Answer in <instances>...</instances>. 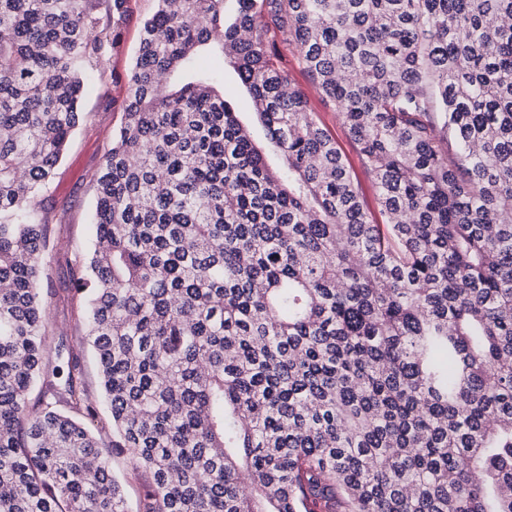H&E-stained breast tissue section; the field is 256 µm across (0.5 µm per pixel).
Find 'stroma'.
I'll list each match as a JSON object with an SVG mask.
<instances>
[{"label":"stroma","mask_w":512,"mask_h":512,"mask_svg":"<svg viewBox=\"0 0 512 512\" xmlns=\"http://www.w3.org/2000/svg\"><path fill=\"white\" fill-rule=\"evenodd\" d=\"M156 7L157 0H129L121 40L114 50L107 52L104 60L106 69L113 71L115 78L105 82L89 81L81 102L85 119L71 141L53 186L42 201L51 224L50 244L43 254L40 274L50 346L43 368L49 373L58 366L55 346L62 344L77 350L81 356L82 386L93 399L100 394V379L90 352L81 345L85 335L82 301L72 288V280L76 263L87 254L93 236L90 223L95 193L93 175L103 162L113 132L124 120L125 75L138 49L141 23ZM282 64L288 69L294 86L304 93L311 112L335 138L366 207L375 209L374 181L364 169L357 148L341 126L334 108L309 81L296 56H284ZM224 96L233 104L239 121L254 141L266 145V131L251 98L229 66L224 69ZM111 465L123 485L129 512H143L146 474L134 470L128 457L120 452L113 453Z\"/></svg>","instance_id":"35a3bbf8"}]
</instances>
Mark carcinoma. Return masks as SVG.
<instances>
[{
    "mask_svg": "<svg viewBox=\"0 0 512 512\" xmlns=\"http://www.w3.org/2000/svg\"><path fill=\"white\" fill-rule=\"evenodd\" d=\"M157 2L73 278L97 403L43 374L40 197L128 0H0V512H127L113 448L145 512H512V0ZM282 65L291 74L294 86L300 89L308 100L311 112H314L319 121L330 131L336 139L354 181L357 183L362 199L372 213L374 219L382 222L375 203V184L372 177L364 169L357 148L341 126L336 111L318 92L302 70L296 56L288 53L282 59ZM224 97L233 104L239 121L250 132L254 141L268 150L266 131L255 113L251 98L227 62L224 64ZM111 465L112 471L122 482L129 512H142L143 491L148 482L146 474L141 470H134L128 457L118 451L112 454Z\"/></svg>",
    "mask_w": 512,
    "mask_h": 512,
    "instance_id": "carcinoma-1",
    "label": "carcinoma"
}]
</instances>
